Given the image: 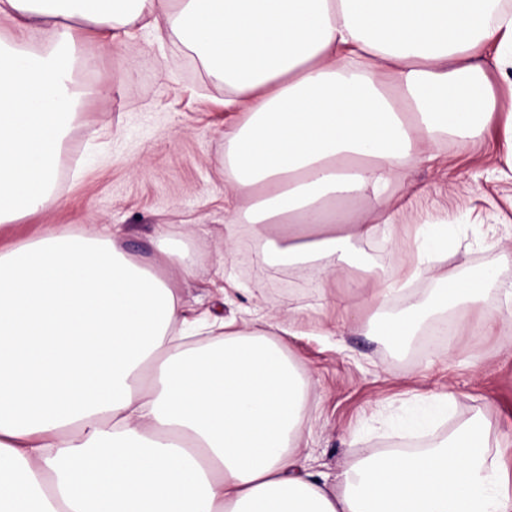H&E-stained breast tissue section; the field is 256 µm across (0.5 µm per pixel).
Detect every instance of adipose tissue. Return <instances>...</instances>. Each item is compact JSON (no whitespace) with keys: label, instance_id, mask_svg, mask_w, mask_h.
I'll use <instances>...</instances> for the list:
<instances>
[{"label":"adipose tissue","instance_id":"adipose-tissue-1","mask_svg":"<svg viewBox=\"0 0 512 512\" xmlns=\"http://www.w3.org/2000/svg\"><path fill=\"white\" fill-rule=\"evenodd\" d=\"M0 224L50 209L55 162L85 88L73 76L100 34L176 38L246 118L224 131V248L250 225L254 262L332 274L360 268L375 329L403 350L429 320L482 295L494 272L445 275L427 299L387 310L396 283L358 241L393 224L394 183L435 160L444 132L501 124L512 180V95L482 62L512 69V13L497 0H0ZM49 29L34 43L30 31ZM378 218L355 232L350 204ZM121 230L0 249V512H512L508 478L478 420L429 448L351 459L336 476L300 466L308 378L268 332L203 318L222 339L186 348L179 280L197 258L162 234L158 265ZM413 277L448 256V227L420 226Z\"/></svg>","mask_w":512,"mask_h":512}]
</instances>
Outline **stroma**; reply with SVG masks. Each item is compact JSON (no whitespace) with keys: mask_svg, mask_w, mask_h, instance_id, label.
Listing matches in <instances>:
<instances>
[{"mask_svg":"<svg viewBox=\"0 0 512 512\" xmlns=\"http://www.w3.org/2000/svg\"><path fill=\"white\" fill-rule=\"evenodd\" d=\"M76 79L90 93L58 159L59 201L0 227V248L116 224L124 231L123 250L149 257L159 235L172 233L199 260L180 290L187 317L210 311L238 318L257 308L294 319L283 342L312 381L306 418L313 434L298 448L299 460L332 474L354 456L422 446V439L398 438L396 427L422 398L445 394L451 402L436 435L483 417L512 469V320L490 329L475 309L466 319H449L442 338L447 348L437 353L431 326L400 353L364 329L322 335L345 315L337 303L343 278L329 281L313 268L285 274L253 269L245 224L233 253L224 252V129L242 115L225 109L223 84L177 40L150 31L129 44L113 41ZM436 152L433 163L412 167L410 185L396 186V196L413 189L420 196L412 209L396 214L389 244L360 245L369 262L401 279L416 261L415 225L448 227L453 252L447 262L437 274L415 280L408 298L390 304L393 312L431 295L448 273L466 280L492 269L512 283V186L491 174L495 130L473 140L439 136ZM227 269L250 282L251 291L223 298ZM430 354L435 362L428 367Z\"/></svg>","mask_w":512,"mask_h":512,"instance_id":"obj_1","label":"stroma"}]
</instances>
